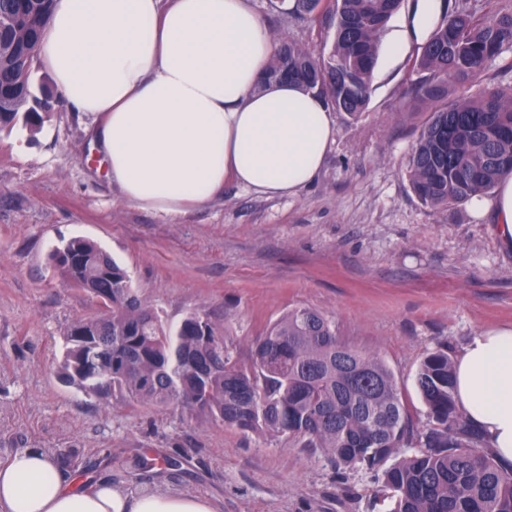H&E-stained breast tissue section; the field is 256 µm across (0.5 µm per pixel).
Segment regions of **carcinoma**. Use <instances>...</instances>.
I'll list each match as a JSON object with an SVG mask.
<instances>
[{
	"mask_svg": "<svg viewBox=\"0 0 512 512\" xmlns=\"http://www.w3.org/2000/svg\"><path fill=\"white\" fill-rule=\"evenodd\" d=\"M310 22L327 14L328 55L291 41L272 56L266 81L293 80L337 112L367 108L381 32L404 0H280ZM53 0H0V129L34 127L47 108L31 92L36 44ZM512 48V0L449 4L409 60L402 96L429 112L408 161L412 189L433 207L461 205L512 172V85L488 71ZM454 90H448V82ZM479 83L477 92L470 87ZM49 259L99 311L67 329L61 378L88 395L179 404L242 431L286 435L341 467L381 471L388 512H512V472L502 470L454 398L448 346L428 352L415 375L427 422L419 428L388 366L341 340L322 313L288 311L256 339L249 362L233 356L209 313L176 328L141 304L128 272L80 236ZM412 448L410 455H401ZM63 468L76 448H48ZM395 462L387 467L389 458Z\"/></svg>",
	"mask_w": 512,
	"mask_h": 512,
	"instance_id": "carcinoma-1",
	"label": "carcinoma"
}]
</instances>
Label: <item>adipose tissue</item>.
Instances as JSON below:
<instances>
[{
  "mask_svg": "<svg viewBox=\"0 0 512 512\" xmlns=\"http://www.w3.org/2000/svg\"><path fill=\"white\" fill-rule=\"evenodd\" d=\"M271 35L251 0H54L36 48L68 107L98 114L90 139L129 203L176 219L227 182L291 196L313 182L334 141L323 101L266 82ZM497 236L512 248V173L492 194ZM455 400L498 462L512 470V325L461 348ZM0 512H216L204 496L76 488L38 448L0 463Z\"/></svg>",
  "mask_w": 512,
  "mask_h": 512,
  "instance_id": "obj_1",
  "label": "adipose tissue"
}]
</instances>
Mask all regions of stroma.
<instances>
[{
	"mask_svg": "<svg viewBox=\"0 0 512 512\" xmlns=\"http://www.w3.org/2000/svg\"><path fill=\"white\" fill-rule=\"evenodd\" d=\"M414 3L381 34L365 112L334 113V142L309 186L280 197L228 183L174 222L122 199L89 152L96 114L69 108L33 69L34 95L51 102L41 127L0 131V462L74 446L85 481L200 494L218 512H384L374 472L336 468L320 449L62 381L63 333L97 303L61 280L49 253L75 236L95 242L163 320L209 312L241 360L289 310L315 309L385 362L424 424L414 376L426 353L441 343L458 353L512 323V251L491 216L425 205L411 188L408 160L427 118L401 98L417 49ZM253 5L273 40L330 51L333 28L269 0Z\"/></svg>",
	"mask_w": 512,
	"mask_h": 512,
	"instance_id": "obj_1",
	"label": "stroma"
}]
</instances>
